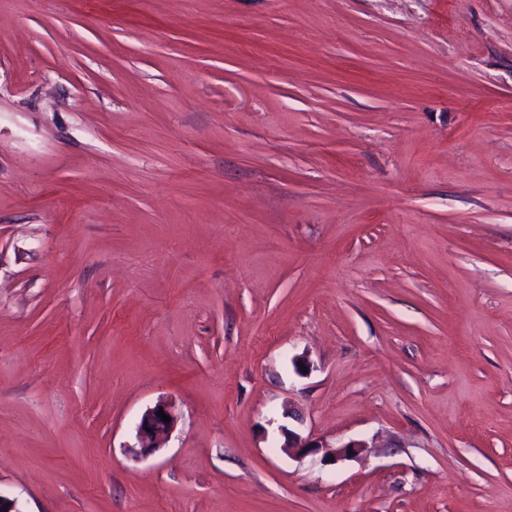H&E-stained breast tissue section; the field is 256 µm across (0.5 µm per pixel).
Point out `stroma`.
<instances>
[{
  "instance_id": "35a3bbf8",
  "label": "stroma",
  "mask_w": 512,
  "mask_h": 512,
  "mask_svg": "<svg viewBox=\"0 0 512 512\" xmlns=\"http://www.w3.org/2000/svg\"><path fill=\"white\" fill-rule=\"evenodd\" d=\"M0 493L512 512V0H0ZM160 409L169 416V423L158 415ZM175 423L176 419L168 403L162 399L158 400L153 407L144 412L136 430L137 445L129 447L131 453L135 457H144L163 448ZM148 429H151V432H148ZM283 448H288V453L293 451L301 459L307 456H316L323 451L320 462L325 465L328 462L336 464L338 461L355 456L361 451V448H367V446L362 441H352L336 447L312 445L303 441L298 434L288 430V445ZM349 449L353 450V454H349ZM329 457H333V461H328Z\"/></svg>"
}]
</instances>
